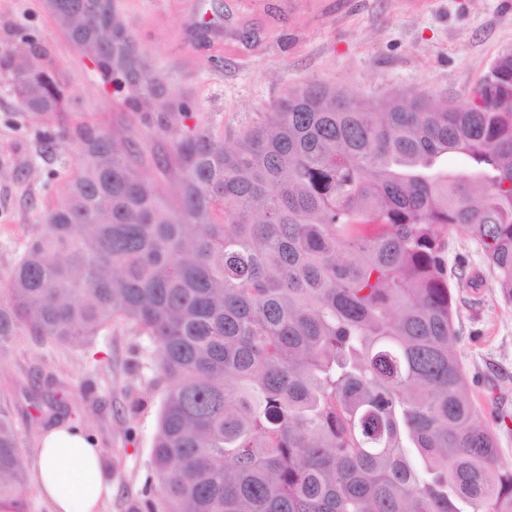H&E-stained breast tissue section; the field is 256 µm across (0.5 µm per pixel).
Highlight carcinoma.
Wrapping results in <instances>:
<instances>
[{
  "label": "carcinoma",
  "instance_id": "1",
  "mask_svg": "<svg viewBox=\"0 0 512 512\" xmlns=\"http://www.w3.org/2000/svg\"><path fill=\"white\" fill-rule=\"evenodd\" d=\"M133 105L186 117L146 74L114 0H47ZM0 81L26 111L57 77L15 45ZM76 171L24 242L0 303V355L123 318L167 383L143 512H512V468L452 343L448 226L512 297V52L464 106L380 104L313 84L226 136L172 145L174 199L126 139L77 127ZM0 396V503L27 475Z\"/></svg>",
  "mask_w": 512,
  "mask_h": 512
}]
</instances>
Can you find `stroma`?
<instances>
[{
    "label": "stroma",
    "mask_w": 512,
    "mask_h": 512,
    "mask_svg": "<svg viewBox=\"0 0 512 512\" xmlns=\"http://www.w3.org/2000/svg\"><path fill=\"white\" fill-rule=\"evenodd\" d=\"M148 73L173 99L193 101V123L233 131L288 93L321 83L367 100L428 96L462 105L495 60L512 51V0H116ZM30 39L64 89V109L26 113L0 85V301L16 248L40 224L75 169L80 124L121 132L149 160L169 158L184 125L165 129L156 115L125 104L56 24L45 0H0V43ZM454 342L470 394L485 412L498 461L512 467V298L502 294L480 244L448 229ZM148 341L122 320L84 342L63 346L19 337L0 359L25 448L61 421H80L101 441L112 473L104 512H131L155 478L152 443L165 383ZM57 400L49 408L44 396Z\"/></svg>",
    "instance_id": "1"
}]
</instances>
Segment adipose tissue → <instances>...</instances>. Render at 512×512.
Listing matches in <instances>:
<instances>
[{"label": "adipose tissue", "instance_id": "obj_1", "mask_svg": "<svg viewBox=\"0 0 512 512\" xmlns=\"http://www.w3.org/2000/svg\"><path fill=\"white\" fill-rule=\"evenodd\" d=\"M25 466L35 475L48 512H103L112 495L100 443L80 423L46 429Z\"/></svg>", "mask_w": 512, "mask_h": 512}]
</instances>
